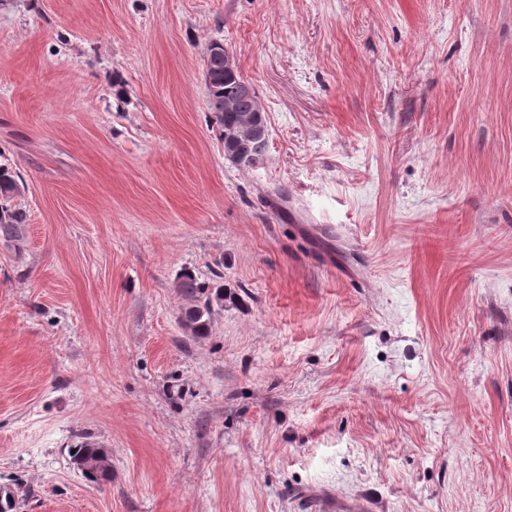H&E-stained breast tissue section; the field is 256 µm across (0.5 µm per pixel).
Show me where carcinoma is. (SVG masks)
Wrapping results in <instances>:
<instances>
[{"instance_id":"carcinoma-1","label":"carcinoma","mask_w":512,"mask_h":512,"mask_svg":"<svg viewBox=\"0 0 512 512\" xmlns=\"http://www.w3.org/2000/svg\"><path fill=\"white\" fill-rule=\"evenodd\" d=\"M244 83L246 80L238 71H232L225 65L224 48L209 46L205 71L208 107L213 112L226 143L243 137L258 112L257 94L247 95L242 92ZM19 189L17 173L1 164L0 240L18 253L23 250L26 242L27 224V214L13 204ZM178 288L191 299L204 292V288L190 273L180 276ZM211 313V301L207 300L201 305L194 304L182 312V322L192 335L204 336L208 332ZM102 452L103 449L83 442L70 457L73 463L78 464L95 459Z\"/></svg>"}]
</instances>
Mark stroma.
Listing matches in <instances>:
<instances>
[{
    "label": "stroma",
    "mask_w": 512,
    "mask_h": 512,
    "mask_svg": "<svg viewBox=\"0 0 512 512\" xmlns=\"http://www.w3.org/2000/svg\"><path fill=\"white\" fill-rule=\"evenodd\" d=\"M0 164L16 512H512V0H5ZM186 271L224 288L198 338ZM249 83L252 95L242 92L243 84ZM208 107L221 128L226 145L241 138L258 112L257 94L250 82L246 81L237 68L231 71L224 61V48L210 44L207 49L205 71ZM229 105L232 107L229 108ZM18 178L7 165H0V240L20 253L26 242L27 214L12 203L20 189Z\"/></svg>",
    "instance_id": "stroma-1"
}]
</instances>
